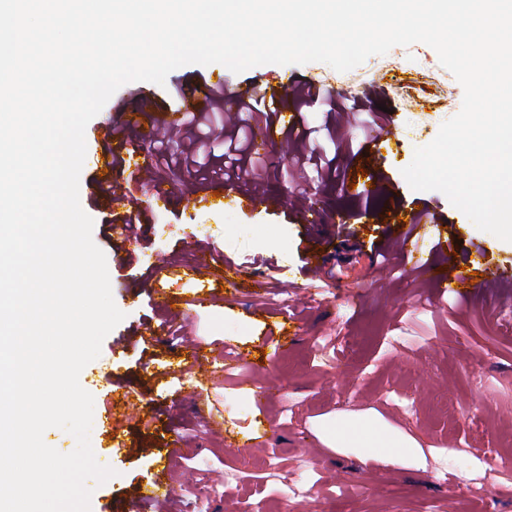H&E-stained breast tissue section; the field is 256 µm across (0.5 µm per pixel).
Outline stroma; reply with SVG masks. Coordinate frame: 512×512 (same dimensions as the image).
<instances>
[{
    "instance_id": "stroma-1",
    "label": "stroma",
    "mask_w": 512,
    "mask_h": 512,
    "mask_svg": "<svg viewBox=\"0 0 512 512\" xmlns=\"http://www.w3.org/2000/svg\"><path fill=\"white\" fill-rule=\"evenodd\" d=\"M412 49L404 68L417 75L411 93L425 102L422 110H407L395 93L397 70L385 54L347 72L323 62L239 74L217 63L186 65L161 86H121L89 122L93 130L145 108L140 124L125 131L143 148V130L168 129L181 109L178 90L200 82L232 93L249 87L259 97L263 81L308 80L365 103L360 116L339 117L334 138L323 129L321 104L300 113L323 151L337 157L335 174L320 183L325 221L314 229L329 278L313 273L302 223L309 195L290 166L246 205L214 199L186 173L113 171V184L138 198L143 223L139 239L117 234L115 249H106L125 318L79 376L99 422L90 431L95 458L115 471L94 486L91 512H134L136 488L149 486L165 455L172 512H512V290L476 282L466 295L445 293L413 270L414 258L435 261L448 248L466 272L478 263L512 270V243L479 230L441 192L412 190L404 179L416 148L434 140L463 100L437 52L423 43ZM380 104L391 111L392 133L377 175L365 183L386 189L369 204L344 188L361 156L336 151L334 141L364 147L377 133L371 119ZM86 145L80 203L103 246V218L126 208L108 202L97 181L104 144L90 137ZM148 179L166 189L165 198L146 191ZM370 206H421L436 221L421 229L413 258L399 255L385 266L378 255L393 245L394 230L369 222ZM201 246L239 273L212 278L217 298L201 306L197 283L181 281L175 291L187 302L185 315L169 318L153 293L154 275L173 261L195 264ZM271 266L278 287L252 291L247 275L266 276ZM287 315L296 337L277 334ZM181 326L213 363L203 387L172 376L180 359L170 332ZM114 384L136 405L116 429L123 442L116 449L100 425ZM363 424L403 439L415 459L386 466L337 447V430Z\"/></svg>"
}]
</instances>
